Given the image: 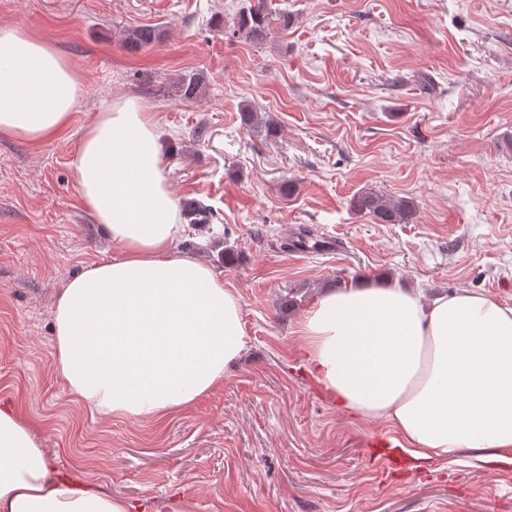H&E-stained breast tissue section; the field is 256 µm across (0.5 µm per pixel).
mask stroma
I'll return each instance as SVG.
<instances>
[{
    "mask_svg": "<svg viewBox=\"0 0 512 512\" xmlns=\"http://www.w3.org/2000/svg\"><path fill=\"white\" fill-rule=\"evenodd\" d=\"M253 2L0 0V26L50 40L84 82L56 139H0V404L33 422L61 473L144 512L177 498L193 512H512V468L467 450L406 473L373 466L366 444L390 428L337 408L291 333L324 290L363 281L512 306V0H267L292 24L245 42L233 21ZM143 26L160 40L127 47L124 31ZM181 72L204 75L201 99L169 93ZM130 96L163 131L176 197L216 214L172 253L221 272L247 336L221 387L161 421L90 415L55 363L61 288L119 252L79 207L71 163L96 113ZM247 103L277 139L242 126ZM363 190L417 212L377 223L350 208ZM303 228L335 252L297 251Z\"/></svg>",
    "mask_w": 512,
    "mask_h": 512,
    "instance_id": "35a3bbf8",
    "label": "stroma"
}]
</instances>
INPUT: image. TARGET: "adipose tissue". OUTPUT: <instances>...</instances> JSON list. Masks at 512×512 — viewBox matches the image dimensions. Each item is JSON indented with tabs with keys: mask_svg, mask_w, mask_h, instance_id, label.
<instances>
[{
	"mask_svg": "<svg viewBox=\"0 0 512 512\" xmlns=\"http://www.w3.org/2000/svg\"><path fill=\"white\" fill-rule=\"evenodd\" d=\"M83 93L49 40L0 27V138L41 144ZM80 207L120 253L70 279L52 314L57 369L91 415L160 419L224 383L246 347L240 302L209 265L173 256L183 231L160 129L137 98L111 104L71 164ZM324 394L388 423L419 464L472 451L512 464V307L467 290L424 302L395 283L333 288L292 330ZM105 484L60 474L33 424L0 408V512H134Z\"/></svg>",
	"mask_w": 512,
	"mask_h": 512,
	"instance_id": "adipose-tissue-1",
	"label": "adipose tissue"
}]
</instances>
